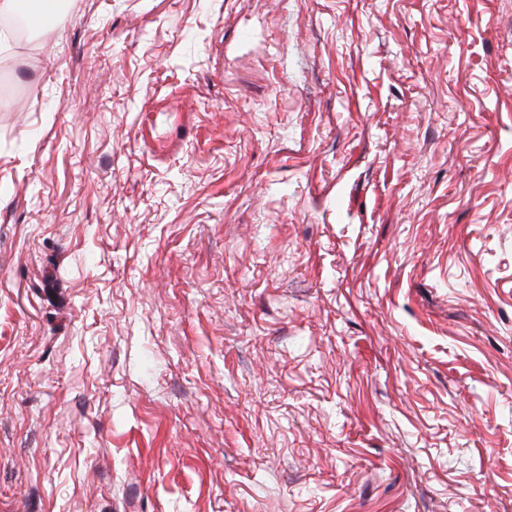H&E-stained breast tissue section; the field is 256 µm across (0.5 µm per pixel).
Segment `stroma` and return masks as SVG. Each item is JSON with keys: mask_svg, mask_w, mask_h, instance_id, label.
Masks as SVG:
<instances>
[{"mask_svg": "<svg viewBox=\"0 0 512 512\" xmlns=\"http://www.w3.org/2000/svg\"><path fill=\"white\" fill-rule=\"evenodd\" d=\"M0 47V512H512V0H70Z\"/></svg>", "mask_w": 512, "mask_h": 512, "instance_id": "obj_1", "label": "stroma"}]
</instances>
